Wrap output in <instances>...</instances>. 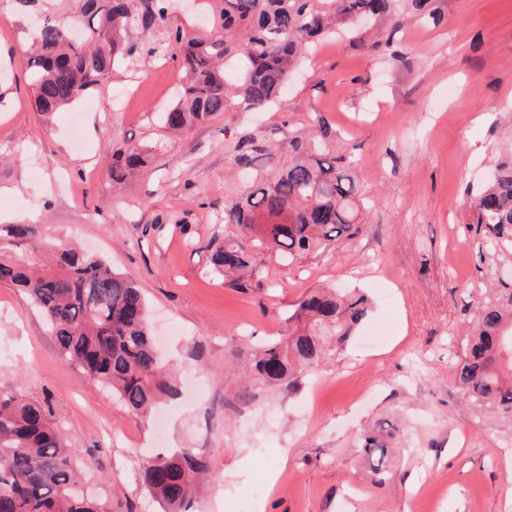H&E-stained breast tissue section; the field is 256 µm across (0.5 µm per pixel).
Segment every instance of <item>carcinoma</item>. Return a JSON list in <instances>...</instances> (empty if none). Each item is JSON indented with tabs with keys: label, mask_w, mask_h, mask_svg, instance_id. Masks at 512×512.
<instances>
[{
	"label": "carcinoma",
	"mask_w": 512,
	"mask_h": 512,
	"mask_svg": "<svg viewBox=\"0 0 512 512\" xmlns=\"http://www.w3.org/2000/svg\"><path fill=\"white\" fill-rule=\"evenodd\" d=\"M420 10L429 0H197L206 18L190 36L168 26L171 0H72L68 15H44L27 53L36 111L51 118L104 81L113 69L149 42L126 39L132 30L164 33L162 48L178 62L184 82L177 100L161 115L164 127L181 132L230 106L243 111L278 104L299 57L318 38L338 30L363 39L357 20L395 24L404 2ZM81 38L69 36L73 22ZM309 140L292 138L269 177L255 174L246 193L224 203V225L234 232L214 238L208 264L232 288L266 253L293 262L324 252L361 230L363 206L346 159L324 150L322 121ZM261 151L250 138L235 145L244 167ZM148 162L147 150L125 141L112 154V179ZM466 224L474 231L478 272L491 285L451 366L455 381L476 408L512 416V280L495 277L512 267V152L471 188ZM0 282L29 295L44 316L63 360L100 383L136 414H146L177 395L176 363L157 352L145 297L132 276L79 249H52L33 224H0ZM370 312L356 289L316 291L303 298L298 325L285 342L255 351L250 372L266 384L295 382L299 366H317L343 349ZM394 433L366 431L359 448L383 466ZM77 449L59 429L51 407L15 391L0 390V512H104L82 489ZM208 471L195 448L159 454L140 471L143 490L166 512H185Z\"/></svg>",
	"instance_id": "cac0c4a2"
}]
</instances>
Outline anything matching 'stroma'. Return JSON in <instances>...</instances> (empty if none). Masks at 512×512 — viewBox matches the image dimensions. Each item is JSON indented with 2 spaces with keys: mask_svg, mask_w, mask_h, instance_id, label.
<instances>
[{
  "mask_svg": "<svg viewBox=\"0 0 512 512\" xmlns=\"http://www.w3.org/2000/svg\"><path fill=\"white\" fill-rule=\"evenodd\" d=\"M432 15L387 27L381 52L343 35L303 58L279 108L230 110L181 136L160 112L183 81L176 62L141 55L44 119L26 67L33 28L0 0V224H34L133 276L180 393L150 418L63 361L30 299L0 283V390L49 401L80 451L105 512H163L139 487L152 454L195 448L209 475L190 512H512V418L474 409L448 369L476 311L477 243L467 189L512 145V0H431ZM323 119L330 153L349 156L367 204L361 232L287 265L265 256L246 288L208 266L224 198L271 172L292 137ZM243 137L274 149L254 169ZM151 150L122 184L108 168L125 140ZM359 288L371 309L356 336L295 384L235 396L253 350L291 334L315 288ZM397 427L384 472L358 437ZM267 484L254 498L256 484Z\"/></svg>",
  "mask_w": 512,
  "mask_h": 512,
  "instance_id": "stroma-1",
  "label": "stroma"
}]
</instances>
